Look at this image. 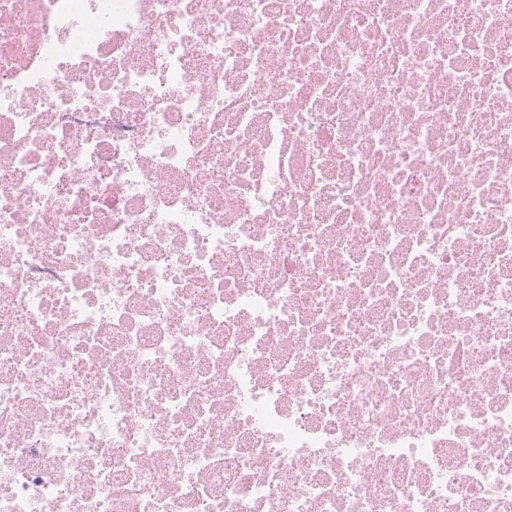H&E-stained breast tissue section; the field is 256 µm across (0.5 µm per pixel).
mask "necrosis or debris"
Instances as JSON below:
<instances>
[{"mask_svg": "<svg viewBox=\"0 0 512 512\" xmlns=\"http://www.w3.org/2000/svg\"><path fill=\"white\" fill-rule=\"evenodd\" d=\"M0 512H512V0H0Z\"/></svg>", "mask_w": 512, "mask_h": 512, "instance_id": "4bbe7bcc", "label": "necrosis or debris"}]
</instances>
